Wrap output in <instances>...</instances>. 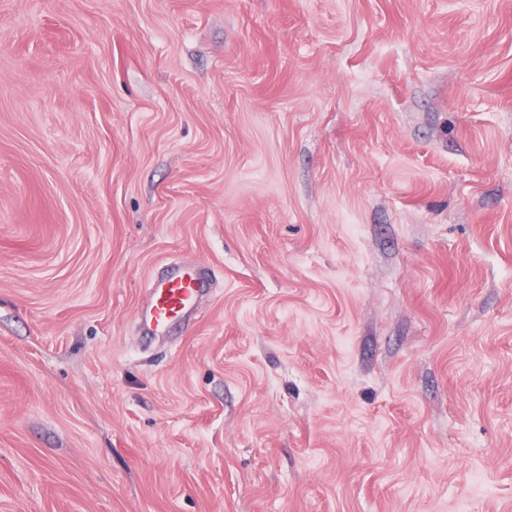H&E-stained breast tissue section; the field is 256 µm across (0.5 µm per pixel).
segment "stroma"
Returning <instances> with one entry per match:
<instances>
[{
	"label": "stroma",
	"mask_w": 512,
	"mask_h": 512,
	"mask_svg": "<svg viewBox=\"0 0 512 512\" xmlns=\"http://www.w3.org/2000/svg\"><path fill=\"white\" fill-rule=\"evenodd\" d=\"M0 512H512V0H0ZM217 286L215 273L196 259L166 265L149 284L148 298L137 320L139 332L160 336L172 323H189L195 318L199 301Z\"/></svg>",
	"instance_id": "35a3bbf8"
}]
</instances>
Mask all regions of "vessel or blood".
Listing matches in <instances>:
<instances>
[{"mask_svg": "<svg viewBox=\"0 0 512 512\" xmlns=\"http://www.w3.org/2000/svg\"><path fill=\"white\" fill-rule=\"evenodd\" d=\"M217 286L214 272L197 260L166 265L148 287V298L137 320L139 332L158 336L172 323H189L199 301Z\"/></svg>", "mask_w": 512, "mask_h": 512, "instance_id": "1", "label": "vessel or blood"}]
</instances>
